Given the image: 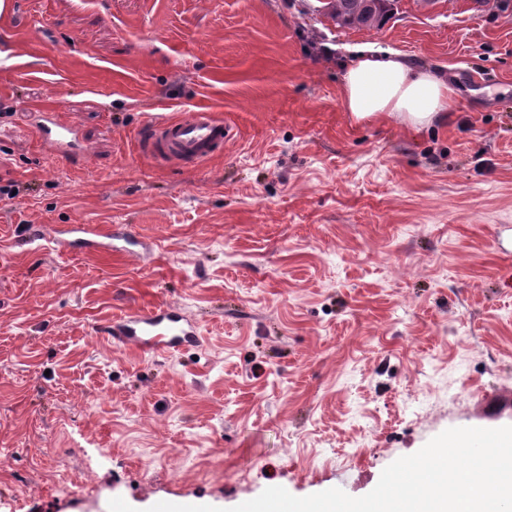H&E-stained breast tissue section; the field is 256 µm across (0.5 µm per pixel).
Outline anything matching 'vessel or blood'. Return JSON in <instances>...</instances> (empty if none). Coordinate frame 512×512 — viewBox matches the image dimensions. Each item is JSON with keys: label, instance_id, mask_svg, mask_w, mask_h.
<instances>
[{"label": "vessel or blood", "instance_id": "obj_1", "mask_svg": "<svg viewBox=\"0 0 512 512\" xmlns=\"http://www.w3.org/2000/svg\"><path fill=\"white\" fill-rule=\"evenodd\" d=\"M33 131L65 159L69 158L78 133L75 125L59 121L54 112L42 113ZM230 135L231 129L223 119L201 109L179 119L148 122L138 133V150L156 159L188 158L200 163ZM123 236L118 225L104 228L97 224H66L47 232L39 228L32 230L28 241L34 244L46 239L60 249L82 251L112 248L114 240ZM103 334L114 343L131 345L145 353H172L203 344L197 323L175 304L122 313L104 327Z\"/></svg>", "mask_w": 512, "mask_h": 512}]
</instances>
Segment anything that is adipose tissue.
Wrapping results in <instances>:
<instances>
[{"mask_svg":"<svg viewBox=\"0 0 512 512\" xmlns=\"http://www.w3.org/2000/svg\"><path fill=\"white\" fill-rule=\"evenodd\" d=\"M453 93L439 72L400 53L360 48L343 74L341 103L358 120L388 112L420 127L445 112Z\"/></svg>","mask_w":512,"mask_h":512,"instance_id":"obj_1","label":"adipose tissue"}]
</instances>
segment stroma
<instances>
[{
  "label": "stroma",
  "instance_id": "1",
  "mask_svg": "<svg viewBox=\"0 0 512 512\" xmlns=\"http://www.w3.org/2000/svg\"><path fill=\"white\" fill-rule=\"evenodd\" d=\"M317 5L0 0V184L25 186L0 200V512L360 497L446 429L512 425V5L399 0L378 30ZM360 45L448 74L444 121L344 112ZM201 108L233 129L206 161L139 153ZM60 224L144 245L28 244ZM161 303L203 347L103 337ZM41 119L33 127V132L44 143L53 148L62 158L68 159L72 143L75 141L78 129L75 125L59 121L57 112H39Z\"/></svg>",
  "mask_w": 512,
  "mask_h": 512
}]
</instances>
